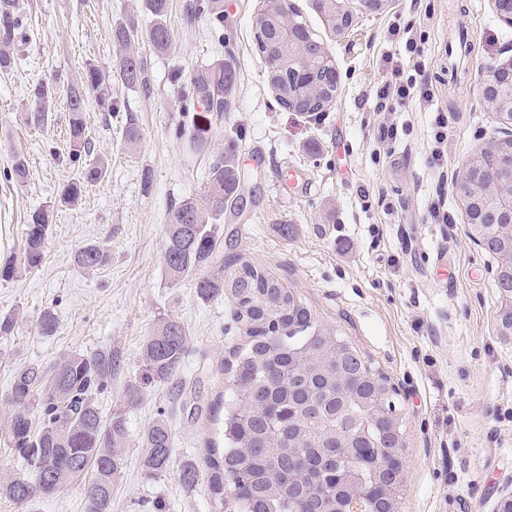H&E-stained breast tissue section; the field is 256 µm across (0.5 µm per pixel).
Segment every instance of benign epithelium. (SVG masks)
<instances>
[{"label": "benign epithelium", "instance_id": "1", "mask_svg": "<svg viewBox=\"0 0 512 512\" xmlns=\"http://www.w3.org/2000/svg\"><path fill=\"white\" fill-rule=\"evenodd\" d=\"M369 11L384 9L391 0H338L336 2V35L347 33L355 22V6ZM288 39L297 43L302 54L328 66L329 81L341 84L338 70L330 66L331 56L326 46L303 33H288ZM480 88L484 99L491 104L500 120L512 127V59L502 64L487 65L480 70ZM503 141L491 139L479 147L462 166V183L466 188L464 200L471 210L472 224L512 223V214L496 216L486 211L482 200L497 190V170H512V149L503 150Z\"/></svg>", "mask_w": 512, "mask_h": 512}]
</instances>
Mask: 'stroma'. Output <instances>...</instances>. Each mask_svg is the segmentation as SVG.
Here are the masks:
<instances>
[{
  "mask_svg": "<svg viewBox=\"0 0 512 512\" xmlns=\"http://www.w3.org/2000/svg\"><path fill=\"white\" fill-rule=\"evenodd\" d=\"M327 47L341 76L336 100L308 116L280 106L271 89L252 20L262 0H224V31L187 21L186 0H170V43L134 49L149 92L123 84L114 62L120 49L112 25L145 30L141 0H20L26 31L18 64L0 71V265L19 258L29 216L51 210L43 263L0 280V315L19 319L0 338V403L16 369L46 365L64 351L112 349L122 368L98 398L102 415L121 406L129 384L142 399L126 409V460L112 492V512H214L206 483L183 486L177 473L151 479L141 467L142 435L155 418L173 434L175 465L203 460L217 440L211 405L224 390V361L247 341L232 304L199 298L191 281L171 283L162 261L171 205L208 190L214 151L242 139L238 163L251 204L224 221L233 244L224 263L243 257L294 290L321 326L333 329L383 371L398 390L404 480L396 512H497L512 493V336L499 335L503 302L494 260L467 234V217L453 182L473 152L492 137L512 134L478 90L480 66L512 58V26L493 0H391L381 12L359 13L353 30L331 33L314 0H289ZM414 23L426 40L422 63L433 108L411 102L401 112L375 109L377 87L390 80L383 57L403 53L384 34ZM465 31L456 87H449L448 41ZM233 58L239 75L222 118L183 109L190 73L218 57ZM105 76L103 110L90 98L84 114L95 154L109 162L100 182L76 205H60L62 188L78 177L68 156L64 93L86 69ZM59 93L45 124L28 121L26 89L38 81ZM448 117L443 166L431 162L435 112ZM400 129L395 144L378 140L379 123ZM140 132L128 145V124ZM202 127L211 151L191 150L181 133ZM27 175L8 177L16 157ZM448 223L427 219L430 205ZM105 242L107 264L87 275L74 259ZM58 319L42 336L44 310ZM181 321L189 346L170 384L143 378L141 346L160 318Z\"/></svg>",
  "mask_w": 512,
  "mask_h": 512,
  "instance_id": "stroma-1",
  "label": "stroma"
}]
</instances>
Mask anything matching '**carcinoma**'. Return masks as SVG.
Masks as SVG:
<instances>
[{
	"instance_id": "1",
	"label": "carcinoma",
	"mask_w": 512,
	"mask_h": 512,
	"mask_svg": "<svg viewBox=\"0 0 512 512\" xmlns=\"http://www.w3.org/2000/svg\"><path fill=\"white\" fill-rule=\"evenodd\" d=\"M153 24L146 33L152 47L162 52L170 42L166 23L169 0H143ZM191 15L211 25L224 26V0H193ZM299 22L297 13L284 11L279 0H264L253 20L254 38L263 58L277 60V70L267 71L277 101L303 95L292 81L299 54H288V25ZM19 0H0V70L15 64L21 38ZM141 37L131 26L118 23L112 38L125 53L117 61L120 80L131 87H147L141 59L131 45ZM105 81L91 67L84 81L73 87L67 99L72 159L82 161L80 178L61 190L59 201L76 203L89 184L106 174L105 163L93 156L85 135L83 114L88 96ZM238 82L233 62L216 60L194 72L186 99L193 106L217 115L232 104ZM30 120H48L53 89L44 82L29 88ZM240 145L228 140L216 152L209 169V190L202 199L188 198L169 210L163 264L177 284L192 278L202 299L229 294L236 319L247 326L249 342L236 347L224 361L228 383L214 412H224L223 446L208 443L205 467L194 463L179 469L183 485L207 480L208 489L224 512H336L345 504L349 486L369 489L368 508L395 512V501L382 494L393 475L383 468L384 445L393 444L399 423L396 390L388 377L359 354L350 343L317 323L298 294L263 268L243 260L229 276L218 259L224 254V213L242 211L240 171L236 155ZM50 211L30 215L26 247L20 263L0 266V279H12L22 269L44 261L43 245ZM489 253L496 258L502 289L512 285V227L483 225ZM108 257L105 243L85 247L75 265L86 273L103 266ZM58 320L47 310L38 322L42 336L57 331ZM188 349V336L180 321L168 317L157 324L141 349L147 380L167 382L178 370ZM120 367L110 349L91 353L64 352L44 367L19 368L8 390L0 415V447L20 459L24 468L0 475V498L33 512L41 499L57 495L72 483H80L85 512H112V490L125 463L127 420L122 410L103 418L97 395L112 383ZM355 376L346 393L338 381ZM142 467L149 476L168 471L173 464L172 431L158 418L143 435ZM308 463L309 481L288 479L298 467L295 455Z\"/></svg>"
}]
</instances>
